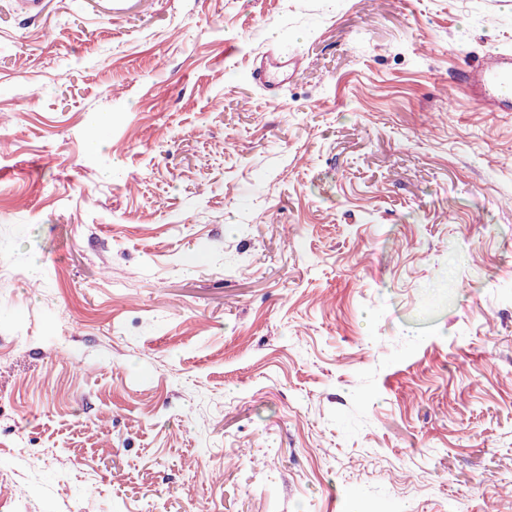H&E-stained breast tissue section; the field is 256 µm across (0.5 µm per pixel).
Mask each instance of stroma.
<instances>
[{
  "instance_id": "35a3bbf8",
  "label": "stroma",
  "mask_w": 512,
  "mask_h": 512,
  "mask_svg": "<svg viewBox=\"0 0 512 512\" xmlns=\"http://www.w3.org/2000/svg\"><path fill=\"white\" fill-rule=\"evenodd\" d=\"M43 2L0 0V512H512V0ZM300 63L299 55H280L271 49L263 55V59L256 60L253 64V80L273 102L278 98L282 83L288 79V74L293 73ZM511 58L512 54L509 50L497 52L488 56L472 72L473 84L483 102L490 108H499L504 102V88L511 86L512 90Z\"/></svg>"
}]
</instances>
